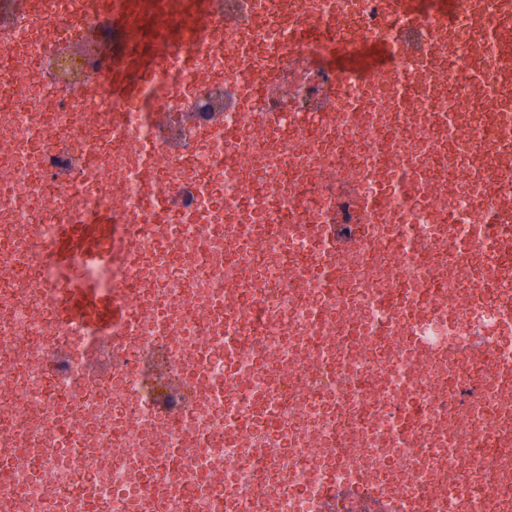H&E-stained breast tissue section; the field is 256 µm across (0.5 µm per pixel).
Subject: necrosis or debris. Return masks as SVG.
Here are the masks:
<instances>
[{"instance_id": "obj_1", "label": "necrosis or debris", "mask_w": 512, "mask_h": 512, "mask_svg": "<svg viewBox=\"0 0 512 512\" xmlns=\"http://www.w3.org/2000/svg\"><path fill=\"white\" fill-rule=\"evenodd\" d=\"M31 2L26 16L0 0V512H319L327 486L349 483L351 448L400 512H512V336L499 327L512 268L478 247L458 259L438 231L512 207V167L486 188L472 179L512 120V97L483 102L455 80L479 31L432 29L429 88L401 110L392 73L338 72L330 44L288 34L289 18L333 10L349 45L393 39L380 0H208L169 45L193 66L164 107L196 126L182 159L157 167L152 103L112 133L126 105L100 52L45 69L105 17L85 0ZM441 112L458 113L460 137ZM150 179L207 191L159 239ZM366 195L382 208L361 210ZM116 198L137 265L86 275L119 301L135 279L141 320L88 382L82 356L101 339L43 310L53 271L38 253L55 225ZM313 224L363 235L336 274ZM475 335L477 359L462 352ZM146 353L184 391L144 383Z\"/></svg>"}]
</instances>
